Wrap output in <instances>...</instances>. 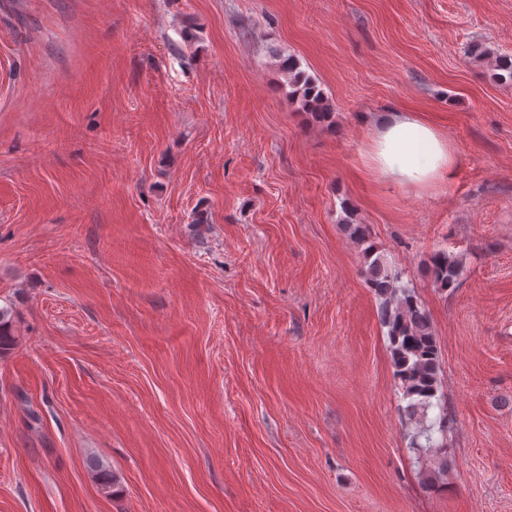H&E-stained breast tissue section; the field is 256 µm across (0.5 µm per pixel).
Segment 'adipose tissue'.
Instances as JSON below:
<instances>
[{
	"label": "adipose tissue",
	"mask_w": 512,
	"mask_h": 512,
	"mask_svg": "<svg viewBox=\"0 0 512 512\" xmlns=\"http://www.w3.org/2000/svg\"><path fill=\"white\" fill-rule=\"evenodd\" d=\"M458 157L443 132L418 113L398 111L376 124L363 166L376 181L434 188Z\"/></svg>",
	"instance_id": "1"
}]
</instances>
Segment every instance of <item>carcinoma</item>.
Instances as JSON below:
<instances>
[{"label":"carcinoma","mask_w":512,"mask_h":512,"mask_svg":"<svg viewBox=\"0 0 512 512\" xmlns=\"http://www.w3.org/2000/svg\"><path fill=\"white\" fill-rule=\"evenodd\" d=\"M290 88L289 94L297 98L304 111L320 122L327 121L331 107L314 78L300 69L298 61L289 56L280 60ZM349 236L365 245V275L367 281L381 299L380 319L387 328L390 355L403 400L407 401L403 412L414 424L411 445L418 458L430 463L427 479L433 483L443 479L448 470V459L443 441L436 435L445 434L447 417L440 396V352L428 312L418 302L411 290L401 284V277L387 263L384 255L370 244L364 224H344ZM427 272L435 286L448 290L456 286L461 274V262L446 250L432 253L425 261ZM13 309L0 307V354L11 350L17 337L13 333ZM439 408V415L429 419V411ZM96 472L102 489L111 491L115 479L100 461L89 462Z\"/></svg>","instance_id":"1"}]
</instances>
